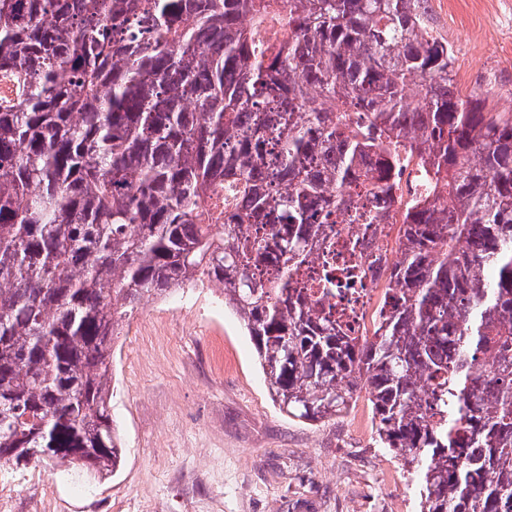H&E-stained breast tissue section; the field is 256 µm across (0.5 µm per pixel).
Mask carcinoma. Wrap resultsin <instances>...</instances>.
I'll list each match as a JSON object with an SVG mask.
<instances>
[{"mask_svg":"<svg viewBox=\"0 0 512 512\" xmlns=\"http://www.w3.org/2000/svg\"><path fill=\"white\" fill-rule=\"evenodd\" d=\"M428 0H0V465L113 473L112 342L204 278L274 401L309 421L366 392L420 512H512V113L462 94ZM388 309L355 336L292 287L322 206L400 157ZM323 275V296L359 278ZM401 183L402 190L400 207H405L407 203L425 195L427 188L426 178L414 159H409L406 164L403 165Z\"/></svg>","mask_w":512,"mask_h":512,"instance_id":"cac0c4a2","label":"carcinoma"}]
</instances>
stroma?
<instances>
[{
	"instance_id": "stroma-1",
	"label": "stroma",
	"mask_w": 512,
	"mask_h": 512,
	"mask_svg": "<svg viewBox=\"0 0 512 512\" xmlns=\"http://www.w3.org/2000/svg\"><path fill=\"white\" fill-rule=\"evenodd\" d=\"M462 92L512 112V0H428ZM113 476L0 468L7 512H419L420 483L379 448L366 397L307 422L271 399L254 344L207 281L145 299L112 347Z\"/></svg>"
}]
</instances>
